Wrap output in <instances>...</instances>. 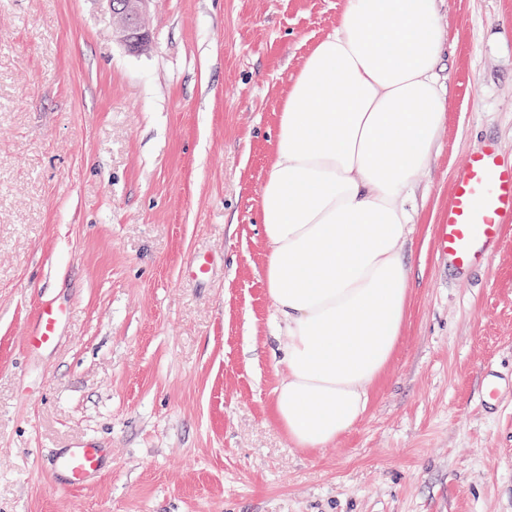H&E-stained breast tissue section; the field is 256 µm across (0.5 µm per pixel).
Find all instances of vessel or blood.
Returning <instances> with one entry per match:
<instances>
[{
  "label": "vessel or blood",
  "instance_id": "obj_1",
  "mask_svg": "<svg viewBox=\"0 0 512 512\" xmlns=\"http://www.w3.org/2000/svg\"><path fill=\"white\" fill-rule=\"evenodd\" d=\"M512 223V162L501 159L494 143L470 155L457 172L448 196V213L437 226L438 251L458 273L481 263ZM69 309L61 304L43 306L25 336V348L37 354L53 348ZM109 449L87 439L59 449L52 459L54 473L63 488L89 486L97 476Z\"/></svg>",
  "mask_w": 512,
  "mask_h": 512
}]
</instances>
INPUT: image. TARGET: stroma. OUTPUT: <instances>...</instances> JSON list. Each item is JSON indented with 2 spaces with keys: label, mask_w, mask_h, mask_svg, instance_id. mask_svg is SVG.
Returning <instances> with one entry per match:
<instances>
[{
  "label": "stroma",
  "mask_w": 512,
  "mask_h": 512,
  "mask_svg": "<svg viewBox=\"0 0 512 512\" xmlns=\"http://www.w3.org/2000/svg\"><path fill=\"white\" fill-rule=\"evenodd\" d=\"M343 7L151 0L132 53L105 0H0V512H512V224L463 276L436 246L469 155L512 160V0H439L450 110L365 414L314 450L275 419L259 189L288 86ZM44 302L69 319L29 358ZM82 439L110 468L60 491L47 461Z\"/></svg>",
  "instance_id": "1"
}]
</instances>
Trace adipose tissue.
<instances>
[{
    "mask_svg": "<svg viewBox=\"0 0 512 512\" xmlns=\"http://www.w3.org/2000/svg\"><path fill=\"white\" fill-rule=\"evenodd\" d=\"M445 50L437 0H346L288 88L259 198L286 365L274 414L296 447L349 432L400 344L407 200L449 110Z\"/></svg>",
    "mask_w": 512,
    "mask_h": 512,
    "instance_id": "ef3b65f1",
    "label": "adipose tissue"
}]
</instances>
